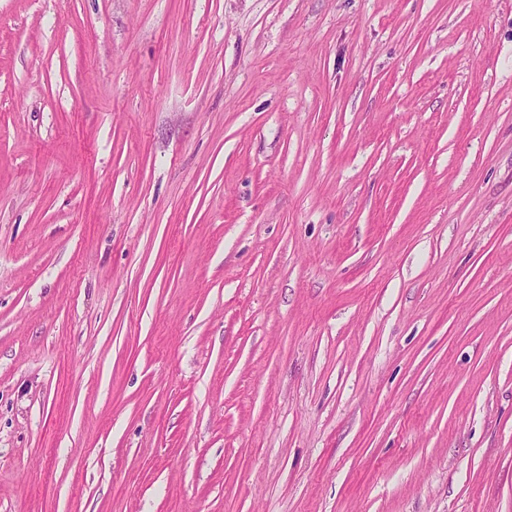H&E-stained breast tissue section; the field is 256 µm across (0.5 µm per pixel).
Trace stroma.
Listing matches in <instances>:
<instances>
[{
	"instance_id": "35a3bbf8",
	"label": "stroma",
	"mask_w": 512,
	"mask_h": 512,
	"mask_svg": "<svg viewBox=\"0 0 512 512\" xmlns=\"http://www.w3.org/2000/svg\"><path fill=\"white\" fill-rule=\"evenodd\" d=\"M0 512H512V0H0Z\"/></svg>"
}]
</instances>
